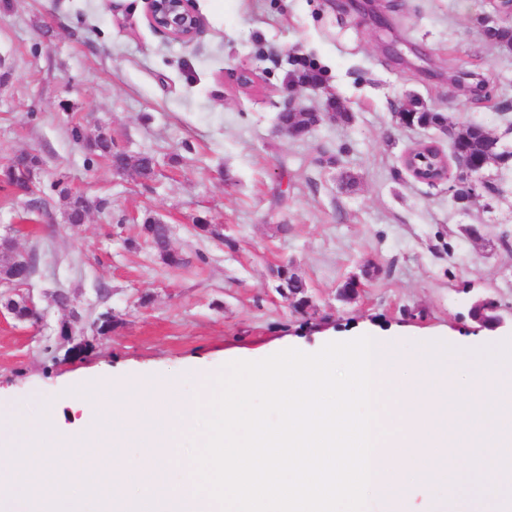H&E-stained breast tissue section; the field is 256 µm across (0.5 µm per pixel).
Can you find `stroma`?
<instances>
[{
	"label": "stroma",
	"mask_w": 512,
	"mask_h": 512,
	"mask_svg": "<svg viewBox=\"0 0 512 512\" xmlns=\"http://www.w3.org/2000/svg\"><path fill=\"white\" fill-rule=\"evenodd\" d=\"M192 4L203 26L181 42L151 26L145 0H0V168L39 155L33 195L46 202L31 209L0 182V237L36 254L27 288L42 314L0 318V403L58 401L57 441L84 423L66 397L79 382L180 376L193 398L213 393L196 374L219 373L228 358L310 353L328 335L511 338V322L491 328L469 309L490 298L512 312V169L490 167L495 193L459 208L447 184L404 166L417 142L446 151L447 137L396 116L416 99L512 147V52L483 36L498 18L492 0H380V25L329 0ZM303 61L322 83L301 90V106L338 101L351 119L291 138L276 121ZM243 65L253 87L235 82ZM461 70L484 79L482 94L450 83ZM76 128L153 154L154 181L116 171L73 139ZM63 188L91 203L79 228ZM148 212L174 225L184 267L138 242ZM200 220L224 241L198 234ZM285 262L306 282L314 319L276 290L272 270ZM353 277L362 290L341 298ZM106 311L114 328L92 353L46 357L62 323L83 331Z\"/></svg>",
	"instance_id": "35a3bbf8"
}]
</instances>
